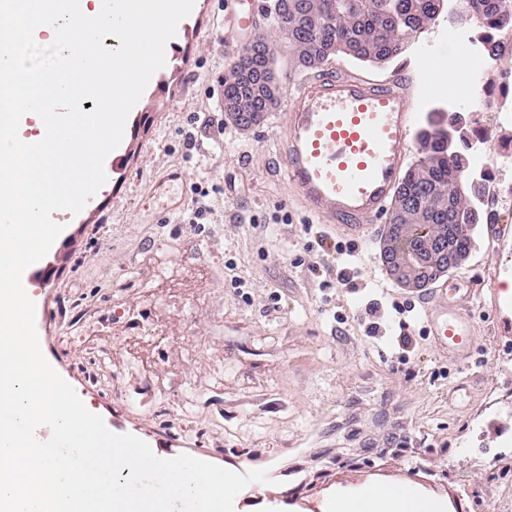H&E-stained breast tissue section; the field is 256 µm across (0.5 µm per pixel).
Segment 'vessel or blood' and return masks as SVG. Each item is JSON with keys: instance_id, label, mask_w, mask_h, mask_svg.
I'll use <instances>...</instances> for the list:
<instances>
[{"instance_id": "b4317fda", "label": "vessel or blood", "mask_w": 512, "mask_h": 512, "mask_svg": "<svg viewBox=\"0 0 512 512\" xmlns=\"http://www.w3.org/2000/svg\"><path fill=\"white\" fill-rule=\"evenodd\" d=\"M258 0H224L231 42L262 28ZM406 73L388 78L316 68L287 76V110L273 123L275 152L269 175L285 172L295 200L353 245L371 240L387 216L409 165L411 132ZM186 171L174 166L154 177L152 197L161 214L181 210ZM472 292L434 277L416 316L434 351L449 363L468 359L476 338Z\"/></svg>"}]
</instances>
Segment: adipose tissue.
I'll use <instances>...</instances> for the list:
<instances>
[{"mask_svg":"<svg viewBox=\"0 0 512 512\" xmlns=\"http://www.w3.org/2000/svg\"><path fill=\"white\" fill-rule=\"evenodd\" d=\"M321 512H448L447 499L413 485L372 482L359 487H337L320 504Z\"/></svg>","mask_w":512,"mask_h":512,"instance_id":"ef3b65f1","label":"adipose tissue"}]
</instances>
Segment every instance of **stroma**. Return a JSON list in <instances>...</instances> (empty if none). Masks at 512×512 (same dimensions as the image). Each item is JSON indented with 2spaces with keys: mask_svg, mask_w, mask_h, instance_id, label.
I'll return each mask as SVG.
<instances>
[{
  "mask_svg": "<svg viewBox=\"0 0 512 512\" xmlns=\"http://www.w3.org/2000/svg\"><path fill=\"white\" fill-rule=\"evenodd\" d=\"M439 18L405 52L376 67L336 57L361 76L406 71L413 107L439 111L445 84L423 87V46L459 62ZM240 54L224 41V0H195L131 114L107 181L44 258L53 274L34 293L50 316L38 337L47 361L113 432L162 457L201 455L225 469L267 470L236 497L237 512H319L340 486L404 481L447 497L451 512H498L512 490V456L483 496L467 488L476 448L512 423V247L489 227L471 231L462 273L477 290V343L468 365L435 360L415 324L421 294L392 285L382 236L363 247L337 242L292 205L285 178L267 173L270 121L241 130L224 120V71ZM178 164L188 174L185 212L159 219L149 183ZM207 211L190 221L196 205ZM353 275L348 286L339 269ZM98 304L96 336L77 341L52 312L61 294ZM412 344L402 348L399 338ZM96 374L89 384L87 374ZM474 375L473 394L456 388Z\"/></svg>",
  "mask_w": 512,
  "mask_h": 512,
  "instance_id": "stroma-1",
  "label": "stroma"
}]
</instances>
